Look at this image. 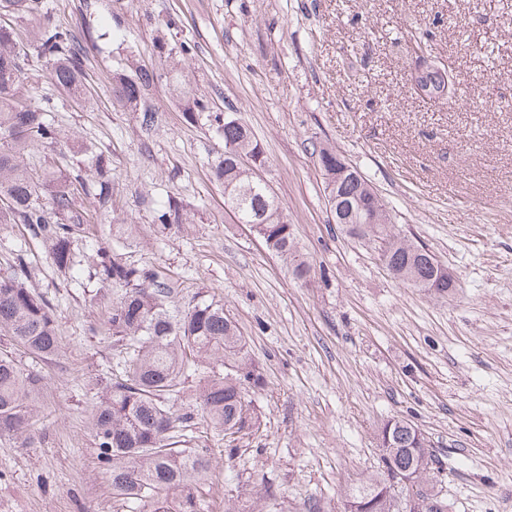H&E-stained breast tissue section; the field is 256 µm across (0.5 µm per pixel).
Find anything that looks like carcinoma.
Listing matches in <instances>:
<instances>
[{
  "label": "carcinoma",
  "instance_id": "carcinoma-1",
  "mask_svg": "<svg viewBox=\"0 0 512 512\" xmlns=\"http://www.w3.org/2000/svg\"><path fill=\"white\" fill-rule=\"evenodd\" d=\"M0 13L26 25L28 37L10 24L0 25V224H19L27 236L47 249L52 265L62 274L78 273L87 256L78 246L83 226L97 213L108 211L112 175L103 153L86 144L72 146L76 168L87 165L94 180L65 169L36 170L26 162L31 146L55 145L61 130L49 120L57 103L50 94L33 100L22 93L39 63L50 65L53 83L71 98L85 102L84 53L74 32L56 25L44 0H0ZM169 85L187 101L192 121L216 124L224 151L211 167L215 182L224 186V205L240 224H252L267 247L291 268L295 279L307 282L312 264L297 250L291 225L279 201L266 184L252 179L241 162L265 164L263 151L251 129L240 119L210 111L183 72L170 69ZM130 83L117 75L112 102L139 109L143 131L156 129L157 113L144 96L156 74L142 71ZM422 98L434 102L459 99L460 83L448 70L423 78ZM326 186L348 199L364 195L366 181L357 170L336 181L341 158L323 143L314 144ZM83 198L90 208L77 205ZM356 216L364 223V237L374 244L388 266L408 271L414 287L440 295L454 281L436 266L427 248L400 236L391 224L381 198L364 205ZM154 221L164 233L187 223L180 201L158 205ZM135 225L114 224L110 238L99 242L89 277L112 292L104 312L103 328L121 357L115 372L97 395L94 438L97 459L112 487V498L127 512H206L203 472L211 467L214 449L201 448L188 435L194 412L232 438L259 427V416L249 391L259 387L262 375L249 357L246 341L224 312V304L203 295L184 311L170 307L172 288L151 269L128 263L117 247L133 238ZM33 274L28 254L18 250L0 269V335L7 336L30 355L43 361L57 355L59 329L48 296L30 287ZM195 409L175 413L171 401L185 380L199 368ZM45 388L42 371L22 368L13 352L0 351V437H36L40 400ZM382 472L352 485L345 494L344 512H446L434 491L441 467L424 434L404 419H389L378 431ZM410 474L425 496L411 493L410 506L391 490V479Z\"/></svg>",
  "mask_w": 512,
  "mask_h": 512
}]
</instances>
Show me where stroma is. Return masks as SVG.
Here are the masks:
<instances>
[{"label": "stroma", "instance_id": "obj_1", "mask_svg": "<svg viewBox=\"0 0 512 512\" xmlns=\"http://www.w3.org/2000/svg\"><path fill=\"white\" fill-rule=\"evenodd\" d=\"M78 36L96 103L79 107L48 76L64 133L112 163V208L87 225L127 222L128 262L155 269L187 309L198 293L224 302L264 377L260 427L228 440L198 420L195 442L215 449L210 512H306L313 499L342 512L345 490L380 472L377 433L405 418L441 460L447 512H512V0H45ZM213 110L253 131L261 171L279 198L312 277L237 223L210 175L223 141L188 122L162 74L167 50ZM447 62L464 95L418 96L412 71ZM158 73L146 103L159 128L112 105L114 72ZM316 142L330 144L386 203L392 222L447 266L438 295L390 275L372 245L334 224ZM182 201L190 223L161 234L160 201ZM32 285L51 298L61 347L38 368L47 383L34 442L0 438V512H123L97 459L98 382L116 363L90 304L87 274L63 279L44 246L0 225V266L19 247ZM234 454H226V447ZM278 486L259 498L260 480Z\"/></svg>", "mask_w": 512, "mask_h": 512}]
</instances>
